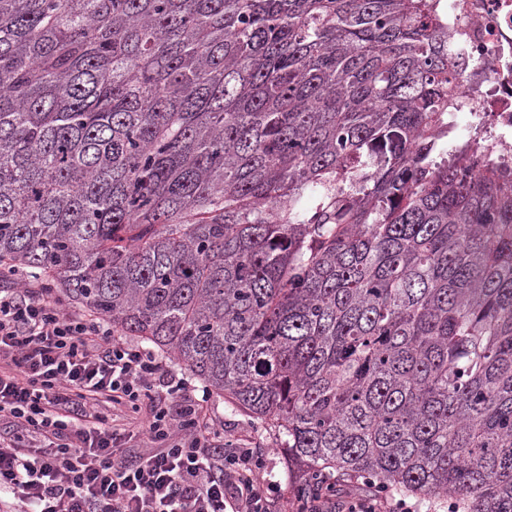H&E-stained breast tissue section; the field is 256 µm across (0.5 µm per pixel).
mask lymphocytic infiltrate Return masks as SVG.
Instances as JSON below:
<instances>
[{
  "label": "lymphocytic infiltrate",
  "mask_w": 512,
  "mask_h": 512,
  "mask_svg": "<svg viewBox=\"0 0 512 512\" xmlns=\"http://www.w3.org/2000/svg\"><path fill=\"white\" fill-rule=\"evenodd\" d=\"M138 434L148 444L129 454ZM219 437L156 352L45 284L0 289V503L11 512H270L263 454Z\"/></svg>",
  "instance_id": "lymphocytic-infiltrate-1"
}]
</instances>
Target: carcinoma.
<instances>
[{
  "mask_svg": "<svg viewBox=\"0 0 512 512\" xmlns=\"http://www.w3.org/2000/svg\"><path fill=\"white\" fill-rule=\"evenodd\" d=\"M440 0H0V273L328 480L512 512V166Z\"/></svg>",
  "mask_w": 512,
  "mask_h": 512,
  "instance_id": "carcinoma-1",
  "label": "carcinoma"
}]
</instances>
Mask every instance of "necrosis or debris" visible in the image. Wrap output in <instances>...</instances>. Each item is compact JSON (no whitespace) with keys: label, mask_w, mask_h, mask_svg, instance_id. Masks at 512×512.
<instances>
[{"label":"necrosis or debris","mask_w":512,"mask_h":512,"mask_svg":"<svg viewBox=\"0 0 512 512\" xmlns=\"http://www.w3.org/2000/svg\"><path fill=\"white\" fill-rule=\"evenodd\" d=\"M443 7L448 40L468 61L454 128L463 138L482 128L490 148L512 153V0H443Z\"/></svg>","instance_id":"obj_1"}]
</instances>
